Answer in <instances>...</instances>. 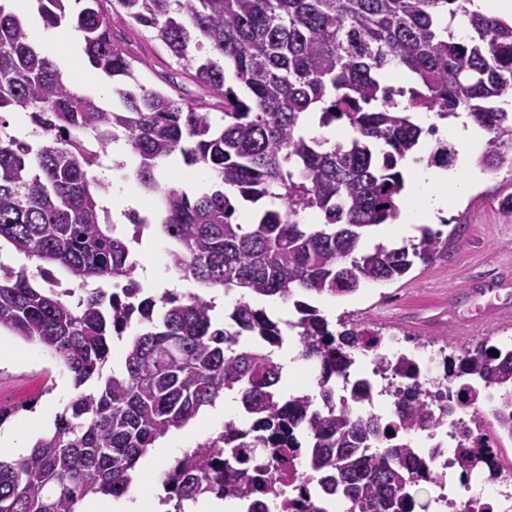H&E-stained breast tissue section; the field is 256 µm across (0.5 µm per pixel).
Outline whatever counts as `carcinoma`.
<instances>
[{"label": "carcinoma", "mask_w": 512, "mask_h": 512, "mask_svg": "<svg viewBox=\"0 0 512 512\" xmlns=\"http://www.w3.org/2000/svg\"><path fill=\"white\" fill-rule=\"evenodd\" d=\"M35 2L44 26L80 33L120 105L106 109L78 91L22 13L0 3V249L37 262L43 281L0 261V331L50 348L77 390L28 455L0 457V512H80L89 496L123 497L156 442L232 391L259 433L224 422L163 471L168 499L255 496L265 462L298 453L292 431L302 430L307 466L356 512H415L431 459L398 428L435 426L448 407L428 402L404 357L378 366L405 380L393 393L394 424L336 405L334 387L379 335L350 321L334 328L303 297L394 281L448 254V239L429 228L399 248L359 244L363 229L399 215L401 162L425 134L410 113L467 112L487 136L486 165H512V112L500 106L512 93V23L471 9L473 0H113L220 100L216 120L211 104L184 108L142 82L103 0ZM397 69L416 79L397 90L402 108L385 80ZM17 112L29 121L23 139L4 118ZM309 116L321 127L344 122L349 139L330 146L305 136ZM120 139L137 158L130 177L158 198L148 222L123 213L130 234L116 233L105 205L111 183L99 176ZM173 155L208 176L193 198L162 183ZM452 161L443 143L430 154L442 167ZM227 187L268 207L245 224ZM146 224L198 294L140 287L131 254ZM118 277L127 287L116 294L108 285ZM214 291L235 296L222 320ZM270 297L297 314L298 358L318 376L313 394L282 386L271 353L281 322L256 305ZM130 328L121 369L104 373L110 342ZM451 349L446 377L468 381L460 407H472L479 388L512 391L511 350L487 340ZM492 415L495 435L512 439V400ZM383 439L388 448H374Z\"/></svg>", "instance_id": "cac0c4a2"}]
</instances>
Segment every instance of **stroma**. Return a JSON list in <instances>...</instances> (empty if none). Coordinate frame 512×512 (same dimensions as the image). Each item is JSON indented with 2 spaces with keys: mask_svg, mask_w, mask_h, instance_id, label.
Instances as JSON below:
<instances>
[{
  "mask_svg": "<svg viewBox=\"0 0 512 512\" xmlns=\"http://www.w3.org/2000/svg\"><path fill=\"white\" fill-rule=\"evenodd\" d=\"M108 22L116 41L140 57L138 67L145 83L167 92L182 104H190L201 89L181 64L173 58L152 31L129 25L115 12ZM61 66L67 67L73 84L96 97L103 107H111L116 98L101 94L108 79L85 62L82 40L61 51ZM512 194V168L504 166L483 172L478 185L463 195H449L447 227L455 238L448 241L447 257L431 265H415L402 279L362 288L357 293L316 299L327 311L329 320L347 313L380 334L407 337L412 346L438 349L455 340L449 321H463L476 311L491 315L494 305L512 302V217L500 209V201ZM0 407L9 409V425L28 433L42 435L47 426L39 420L42 410L60 413L74 395L69 371L46 348L0 335ZM222 421L205 428L188 424L170 432L136 465V491L147 497L160 495L159 477L167 464L181 456L207 434L221 430Z\"/></svg>",
  "mask_w": 512,
  "mask_h": 512,
  "instance_id": "1",
  "label": "stroma"
}]
</instances>
